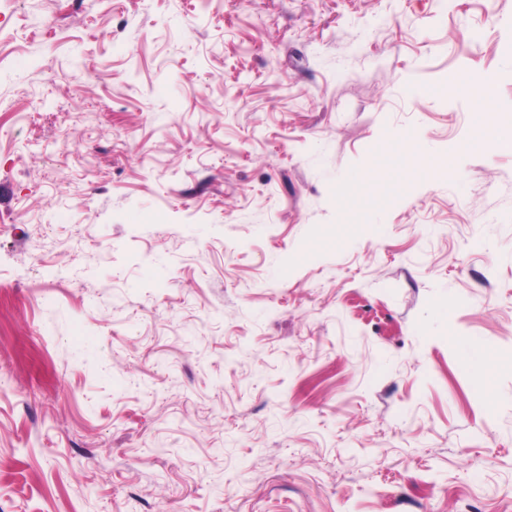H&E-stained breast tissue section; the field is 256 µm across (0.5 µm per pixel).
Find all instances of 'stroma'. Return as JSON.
I'll use <instances>...</instances> for the list:
<instances>
[{
	"label": "stroma",
	"instance_id": "stroma-1",
	"mask_svg": "<svg viewBox=\"0 0 512 512\" xmlns=\"http://www.w3.org/2000/svg\"><path fill=\"white\" fill-rule=\"evenodd\" d=\"M507 133L512 0H0V512H512ZM467 358L470 374L476 388L483 392L491 389V380L496 368L499 365L497 355L486 349H470L460 343Z\"/></svg>",
	"mask_w": 512,
	"mask_h": 512
}]
</instances>
